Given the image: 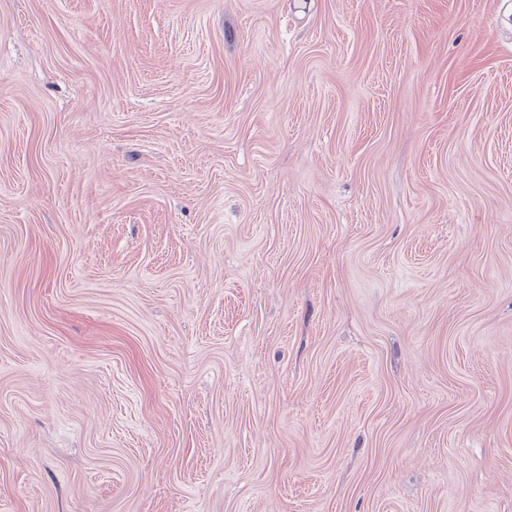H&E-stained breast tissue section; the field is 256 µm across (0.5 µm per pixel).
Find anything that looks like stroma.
Listing matches in <instances>:
<instances>
[{
    "mask_svg": "<svg viewBox=\"0 0 512 512\" xmlns=\"http://www.w3.org/2000/svg\"><path fill=\"white\" fill-rule=\"evenodd\" d=\"M0 512H512V0H0Z\"/></svg>",
    "mask_w": 512,
    "mask_h": 512,
    "instance_id": "1",
    "label": "stroma"
}]
</instances>
